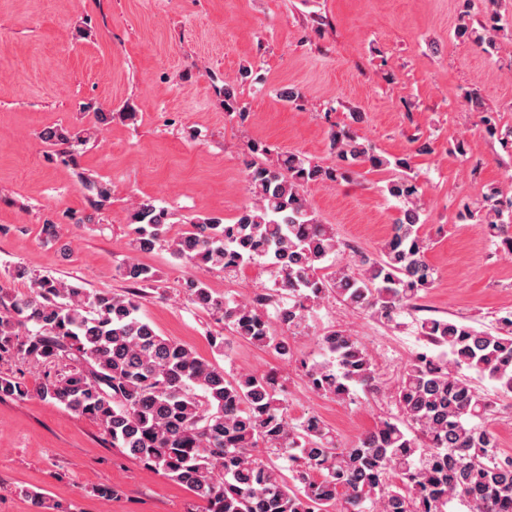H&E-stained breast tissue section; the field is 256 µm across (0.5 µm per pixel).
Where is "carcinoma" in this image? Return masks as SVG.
<instances>
[{"label":"carcinoma","instance_id":"1","mask_svg":"<svg viewBox=\"0 0 512 512\" xmlns=\"http://www.w3.org/2000/svg\"><path fill=\"white\" fill-rule=\"evenodd\" d=\"M497 15L474 41L495 48ZM224 111L245 119L237 89L224 83ZM350 123L329 134V149L349 167H393L403 176L387 186L402 206L380 255H357L355 266L325 265L342 247L304 195L310 184L335 182L339 166H321L294 152L271 153L261 142L252 154L272 156L249 167L252 203L235 223L203 218L172 238L170 212L152 199L138 200L130 215L135 249L167 243L172 254L207 270L236 273L261 259L273 268L282 293H258L230 301L199 279L185 284L189 301L224 322L233 335L288 359L283 333L303 334L323 301L332 296L387 323L416 306L435 270L426 260L430 239L422 233V191L407 173L408 160L375 153ZM487 134L512 149V126L483 116ZM42 138L72 158L79 137L48 128ZM85 196L100 211L109 190L80 175ZM484 204L466 207L464 218L484 226L500 251L512 256V196L495 190ZM130 285L123 294H90L64 281L34 276L26 293L0 287V360L15 358L41 368L40 381L0 372V398L34 393L95 422L144 470L184 486L204 512H512V456L504 457L487 426L494 401L467 372L512 392V313L495 332L453 319L419 320V334L441 356L416 353L392 388L399 417L382 419L349 448L336 446L324 421L310 415L294 424L283 384L274 371L228 373L189 347L160 336L139 315L140 287L156 273L136 259L121 269ZM275 309L274 317L267 306ZM322 361H303L310 387L340 402L356 389L377 388L371 355L348 329L318 337ZM266 452L287 462L281 468Z\"/></svg>","mask_w":512,"mask_h":512}]
</instances>
